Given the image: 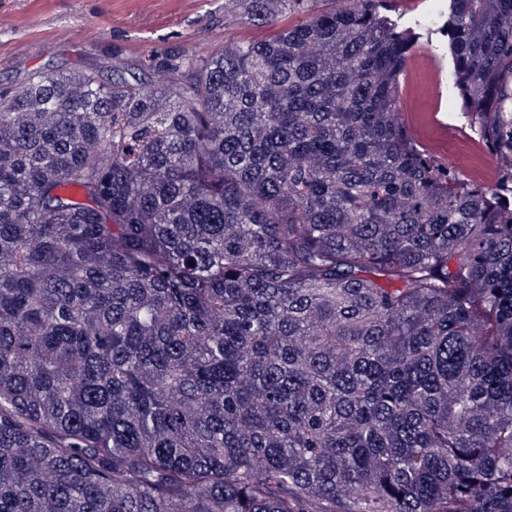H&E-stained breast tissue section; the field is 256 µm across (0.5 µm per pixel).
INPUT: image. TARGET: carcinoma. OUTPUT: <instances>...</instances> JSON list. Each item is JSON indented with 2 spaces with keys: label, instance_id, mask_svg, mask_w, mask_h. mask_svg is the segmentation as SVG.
I'll use <instances>...</instances> for the list:
<instances>
[{
  "label": "carcinoma",
  "instance_id": "carcinoma-1",
  "mask_svg": "<svg viewBox=\"0 0 512 512\" xmlns=\"http://www.w3.org/2000/svg\"><path fill=\"white\" fill-rule=\"evenodd\" d=\"M317 2L0 91V512H512V0L448 25L500 189L407 133L376 0Z\"/></svg>",
  "mask_w": 512,
  "mask_h": 512
}]
</instances>
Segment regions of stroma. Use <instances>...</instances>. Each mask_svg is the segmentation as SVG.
<instances>
[{"instance_id":"35a3bbf8","label":"stroma","mask_w":512,"mask_h":512,"mask_svg":"<svg viewBox=\"0 0 512 512\" xmlns=\"http://www.w3.org/2000/svg\"><path fill=\"white\" fill-rule=\"evenodd\" d=\"M450 0H407L392 11L411 30L409 54L416 86L431 65L453 73L448 45ZM271 26L245 30L224 17V0H0V87H18L36 71H88L103 80L122 75L151 86L158 71L144 67L151 54L202 55L230 35L263 39ZM411 134L436 141L435 156L453 169L473 167L471 182L490 187L504 175L477 123L465 114L458 94L427 97L413 120Z\"/></svg>"}]
</instances>
